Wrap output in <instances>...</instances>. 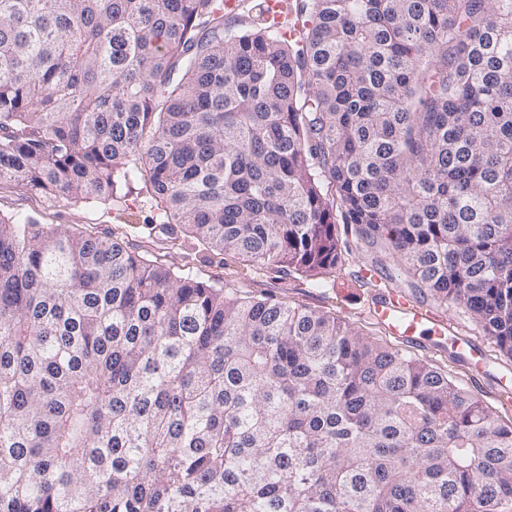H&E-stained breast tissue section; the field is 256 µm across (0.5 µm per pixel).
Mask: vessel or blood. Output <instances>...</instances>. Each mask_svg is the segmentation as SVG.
<instances>
[{"mask_svg": "<svg viewBox=\"0 0 512 512\" xmlns=\"http://www.w3.org/2000/svg\"><path fill=\"white\" fill-rule=\"evenodd\" d=\"M370 315L395 339L411 344H424L426 337L443 336L448 324L429 309L420 306L391 289L369 308Z\"/></svg>", "mask_w": 512, "mask_h": 512, "instance_id": "b4317fda", "label": "vessel or blood"}]
</instances>
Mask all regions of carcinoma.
<instances>
[{"label":"carcinoma","instance_id":"1","mask_svg":"<svg viewBox=\"0 0 512 512\" xmlns=\"http://www.w3.org/2000/svg\"><path fill=\"white\" fill-rule=\"evenodd\" d=\"M288 13L0 0V186L156 202L136 248L0 215V512L512 507V427L447 372L183 241L323 288L341 223L512 356V0ZM196 260L193 273L202 280H222L227 279L228 268L239 267L237 259L226 256L224 266L219 262L220 258L213 256L209 251L195 245ZM227 263V265H225Z\"/></svg>","mask_w":512,"mask_h":512}]
</instances>
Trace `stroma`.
<instances>
[{"mask_svg": "<svg viewBox=\"0 0 512 512\" xmlns=\"http://www.w3.org/2000/svg\"><path fill=\"white\" fill-rule=\"evenodd\" d=\"M152 205L150 198L142 196L125 206L109 205L97 199L74 206L51 204L37 194L8 185L0 187V214L33 215L44 224H67L76 230L88 228L102 237L109 234L113 225L142 223ZM368 264L365 255L352 252L337 272L334 286L329 288L313 287L301 277L276 279L269 275L238 280L234 286L245 295H273L293 305L328 312L394 348L397 340L364 311L368 303L382 295L381 289L366 288L358 282ZM438 314L450 325L448 337L439 347L412 348V355L447 371L455 383L493 410L501 424L512 426V406H503L498 399L502 387L512 388V358L499 351L469 313L451 307L439 309Z\"/></svg>", "mask_w": 512, "mask_h": 512, "instance_id": "obj_1", "label": "stroma"}]
</instances>
